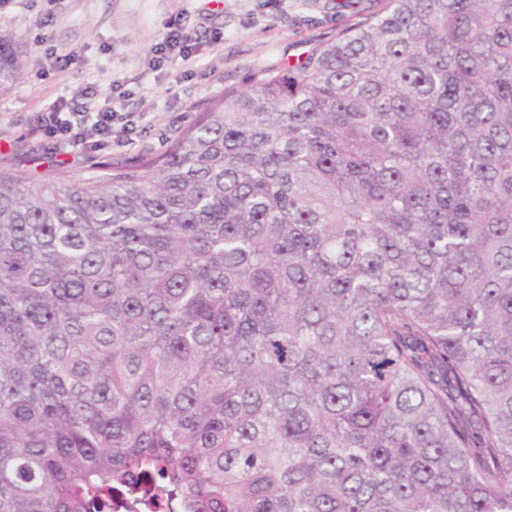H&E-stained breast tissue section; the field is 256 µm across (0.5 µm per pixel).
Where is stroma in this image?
<instances>
[{
  "label": "stroma",
  "mask_w": 512,
  "mask_h": 512,
  "mask_svg": "<svg viewBox=\"0 0 512 512\" xmlns=\"http://www.w3.org/2000/svg\"><path fill=\"white\" fill-rule=\"evenodd\" d=\"M373 9V0H356L352 9L337 0H0V29L26 50L21 80L0 94V160L31 150L38 161L21 167V176L66 180L88 176L95 159L134 163L163 151L225 89L291 65ZM176 20L196 37L192 60L156 59L151 47ZM50 48L77 59L51 68ZM89 87L111 96L119 113L111 139L57 146L41 113Z\"/></svg>",
  "instance_id": "stroma-1"
}]
</instances>
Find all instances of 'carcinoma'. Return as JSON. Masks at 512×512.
Listing matches in <instances>:
<instances>
[{"label": "carcinoma", "instance_id": "cac0c4a2", "mask_svg": "<svg viewBox=\"0 0 512 512\" xmlns=\"http://www.w3.org/2000/svg\"><path fill=\"white\" fill-rule=\"evenodd\" d=\"M27 161L0 512H512V0H377L160 154Z\"/></svg>", "mask_w": 512, "mask_h": 512}]
</instances>
